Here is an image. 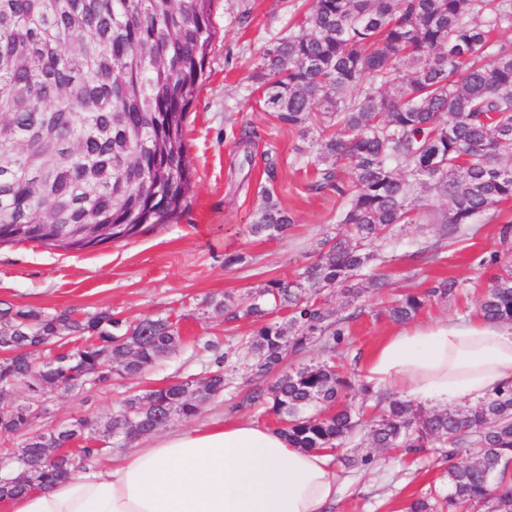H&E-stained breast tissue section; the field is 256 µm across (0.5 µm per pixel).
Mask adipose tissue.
I'll return each mask as SVG.
<instances>
[{"mask_svg":"<svg viewBox=\"0 0 512 512\" xmlns=\"http://www.w3.org/2000/svg\"><path fill=\"white\" fill-rule=\"evenodd\" d=\"M374 390L448 407L512 385V325L480 318L413 323L363 366ZM338 477L330 452L293 447L275 428L231 418L176 430L119 464H95L18 495L8 512H325Z\"/></svg>","mask_w":512,"mask_h":512,"instance_id":"ef3b65f1","label":"adipose tissue"}]
</instances>
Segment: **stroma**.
<instances>
[{"label":"stroma","instance_id":"stroma-1","mask_svg":"<svg viewBox=\"0 0 512 512\" xmlns=\"http://www.w3.org/2000/svg\"><path fill=\"white\" fill-rule=\"evenodd\" d=\"M304 10L305 0H212L215 35L185 121L192 187L186 207L170 223L78 252L39 243L0 245V308L70 310L81 317L106 310L124 326L168 317L178 321L186 338L178 351L136 377L116 373L92 390L49 396L36 430L50 431L75 416L115 413L128 396L172 381H203L216 368L214 354L196 349L206 341L233 348L226 369L229 384L195 417L173 421V428L190 429L223 417L274 425L265 406L241 403L246 392L271 382L255 374L248 357L252 321L230 319L210 303L227 294L245 300L269 281L293 280L313 262L317 241L343 229L335 194L313 187L309 162L317 134L303 138L276 125L251 79L264 49L297 30ZM245 129L252 134L246 146L240 142ZM266 188L293 218L284 235L249 232ZM424 203L435 223L396 230L388 246L394 257L386 268L388 284L361 298L349 336L334 354L346 374H361L372 350L396 329L385 314L391 301L452 278L459 284L456 296L432 299L418 320L472 318L500 262L512 261V240L500 238L502 225L512 222V202L477 216L457 239L445 241L439 238L438 221L448 209L447 197L434 190ZM420 248L423 259L410 261V253ZM234 255L238 263L226 265ZM349 451L372 452L374 462L355 470L336 465L338 494L328 512H406L414 499L445 488L446 463L435 457L407 463L386 450L366 449L360 440Z\"/></svg>","mask_w":512,"mask_h":512}]
</instances>
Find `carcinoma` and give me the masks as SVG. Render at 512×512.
Returning <instances> with one entry per match:
<instances>
[{
    "label": "carcinoma",
    "mask_w": 512,
    "mask_h": 512,
    "mask_svg": "<svg viewBox=\"0 0 512 512\" xmlns=\"http://www.w3.org/2000/svg\"><path fill=\"white\" fill-rule=\"evenodd\" d=\"M502 28H512V0H310L299 32L276 38L251 76L278 125L319 130L310 164L317 188L343 201L345 231L319 241L297 280H271L247 304L231 295L211 302L233 319L261 321L248 341L252 366L279 372L243 402L270 404L297 448L339 452L363 435L373 448H435L461 459L443 474L446 494L416 499L407 512H512V386L453 410L379 399L368 417L355 402L371 395L368 385L328 359L286 372L284 353L324 336L329 345L344 340L352 316L322 306L319 295L339 288L351 305L365 293L361 282L384 279L380 246L397 225L419 220L416 188L448 196L443 238L512 199V165L503 163L512 158V46L491 37ZM213 35L211 0H0V244L82 249L42 223L48 210L62 224H80L83 209L94 208L101 223L115 226L108 241L175 218L191 185L185 117ZM485 52L491 60L478 63ZM47 144L54 158L36 159ZM343 166L348 181L339 175ZM89 167L108 168L111 181L85 183ZM292 223L268 193L250 232L275 237ZM456 288L448 280L407 294L387 315L409 321L427 299L451 297ZM268 304L288 311V321L264 320ZM479 314L512 323V264L481 299ZM117 326L109 311L79 320L67 311L0 309V337L11 350L0 359V387H13L0 405V433L33 425L25 406L34 396L110 381L97 372L105 356L132 377L183 344L167 317L142 319L120 336L112 332ZM64 331L82 343L40 368L33 349ZM225 385L218 369L200 384L176 381L133 394L115 415L73 417L27 437L9 459H23L33 477L0 482V499L64 479L103 454L85 445L39 465L49 449L82 441V432L108 447L116 432L128 442L168 417L196 416Z\"/></svg>",
    "instance_id": "carcinoma-1"
}]
</instances>
